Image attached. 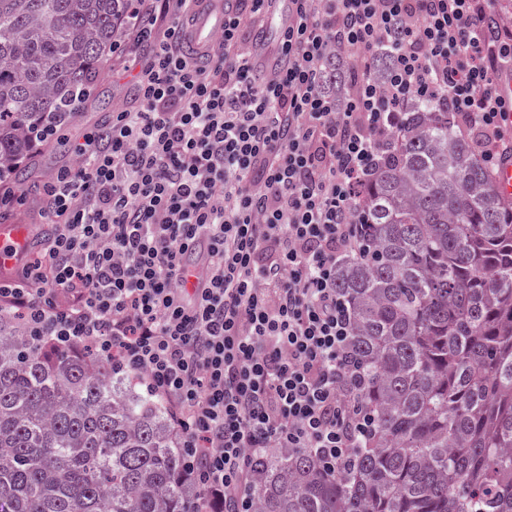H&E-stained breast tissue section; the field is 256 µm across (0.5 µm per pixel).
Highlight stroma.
<instances>
[{
    "instance_id": "stroma-1",
    "label": "stroma",
    "mask_w": 512,
    "mask_h": 512,
    "mask_svg": "<svg viewBox=\"0 0 512 512\" xmlns=\"http://www.w3.org/2000/svg\"><path fill=\"white\" fill-rule=\"evenodd\" d=\"M139 69L134 61L116 66H104L96 81V103L87 110L76 113L70 120L68 139H82L93 128H103L112 121L113 113L130 108L134 104L135 75ZM68 146L61 147L53 141L37 144L24 161L29 172L28 180L11 183L10 188L18 197L13 207H0V223L23 224L28 229V255L39 254L42 245L39 234H53L55 226L45 213L44 186L57 168L70 162Z\"/></svg>"
}]
</instances>
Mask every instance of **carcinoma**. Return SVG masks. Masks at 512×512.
<instances>
[{"mask_svg": "<svg viewBox=\"0 0 512 512\" xmlns=\"http://www.w3.org/2000/svg\"><path fill=\"white\" fill-rule=\"evenodd\" d=\"M132 0H0V178L70 115ZM342 100L350 81L325 73ZM363 250L336 264L375 417L347 465L255 464L257 512H512V203L448 113L414 103L361 189ZM166 404L112 362L0 310V512H200Z\"/></svg>", "mask_w": 512, "mask_h": 512, "instance_id": "cac0c4a2", "label": "carcinoma"}]
</instances>
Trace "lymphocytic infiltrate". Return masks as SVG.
I'll return each mask as SVG.
<instances>
[{
    "label": "lymphocytic infiltrate",
    "instance_id": "lymphocytic-infiltrate-1",
    "mask_svg": "<svg viewBox=\"0 0 512 512\" xmlns=\"http://www.w3.org/2000/svg\"><path fill=\"white\" fill-rule=\"evenodd\" d=\"M148 46L136 107L87 133L46 190L56 232L0 303L33 336L94 346L168 405L191 474L224 512H256L254 461L303 449L336 465L367 444L353 321L336 263L359 250L358 185L419 100L452 114L489 165L512 153L498 90L512 28L493 0H290L288 68L261 84L243 45L265 0H228L206 63L180 43L191 0H135ZM389 70L376 77L375 51ZM348 57L345 107L323 87ZM200 253L207 285L187 293Z\"/></svg>",
    "mask_w": 512,
    "mask_h": 512
}]
</instances>
